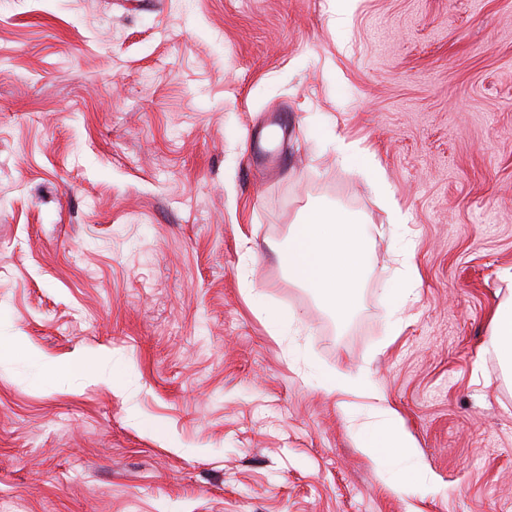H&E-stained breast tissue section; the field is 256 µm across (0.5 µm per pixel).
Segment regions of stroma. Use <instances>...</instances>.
Returning <instances> with one entry per match:
<instances>
[{
	"mask_svg": "<svg viewBox=\"0 0 512 512\" xmlns=\"http://www.w3.org/2000/svg\"><path fill=\"white\" fill-rule=\"evenodd\" d=\"M337 7L0 0V336L29 349L0 362V512H512V0ZM315 203L370 235L342 319L281 265ZM336 370L397 411L412 492ZM336 159L344 165L357 163L359 172L365 176L371 190L381 198L386 206L390 224H403L405 216L392 199L383 174L379 167L371 160L359 156L356 147L345 139L336 142ZM490 327L492 350L501 366L512 374V295L497 306ZM324 383L330 390L343 393L353 392L360 389L364 384L362 378L341 371H336V373L326 376Z\"/></svg>",
	"mask_w": 512,
	"mask_h": 512,
	"instance_id": "stroma-1",
	"label": "stroma"
}]
</instances>
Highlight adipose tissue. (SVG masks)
<instances>
[{
  "instance_id": "adipose-tissue-1",
  "label": "adipose tissue",
  "mask_w": 512,
  "mask_h": 512,
  "mask_svg": "<svg viewBox=\"0 0 512 512\" xmlns=\"http://www.w3.org/2000/svg\"><path fill=\"white\" fill-rule=\"evenodd\" d=\"M336 159L345 165H357L371 190L383 200L390 223L404 222L381 170L372 160L360 157L356 147L342 139L336 143ZM367 243L368 233L362 221L339 210L313 206L300 222L292 225L281 261L291 281L313 289L343 316L362 283ZM491 336L496 358L512 374V298L495 309ZM375 412L381 418V426L358 432V448L379 467L398 455L413 456L415 443L397 412L381 405L376 406Z\"/></svg>"
}]
</instances>
